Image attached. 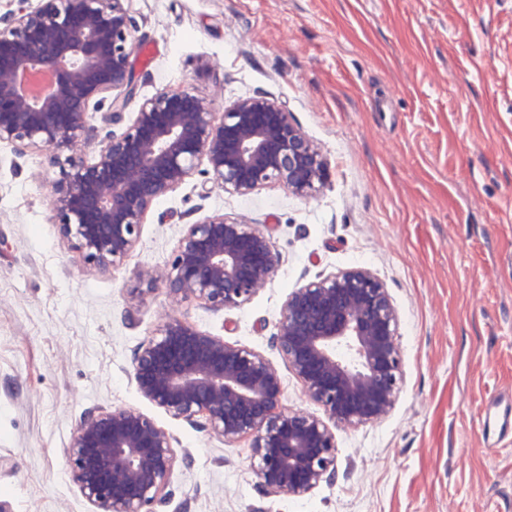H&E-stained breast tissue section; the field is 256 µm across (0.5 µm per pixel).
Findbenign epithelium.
<instances>
[{
  "label": "benign epithelium",
  "mask_w": 512,
  "mask_h": 512,
  "mask_svg": "<svg viewBox=\"0 0 512 512\" xmlns=\"http://www.w3.org/2000/svg\"><path fill=\"white\" fill-rule=\"evenodd\" d=\"M132 19L124 0H19L0 27V142L40 149L58 169L51 221L93 269L120 264L158 200L200 165L213 185L247 195L270 184L309 197L328 178L321 148L286 105L255 95L213 112L190 87L143 101L118 135L98 139L92 113L123 120L134 93ZM51 78L41 96L27 93ZM97 143L95 156L74 154ZM278 258L253 225L213 213L186 225L162 279L174 294L214 311L240 309L273 277ZM399 316L385 282L368 268L319 275L292 289L273 344L325 417L282 408L283 384L262 354L173 319L137 347L140 395L177 419L204 415L225 442L252 440L259 486L301 496L335 477L332 427L385 419L403 383ZM69 477L92 512H152L172 474V436L130 409L94 408L68 448Z\"/></svg>",
  "instance_id": "obj_1"
}]
</instances>
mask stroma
<instances>
[{"label": "stroma", "mask_w": 512, "mask_h": 512, "mask_svg": "<svg viewBox=\"0 0 512 512\" xmlns=\"http://www.w3.org/2000/svg\"><path fill=\"white\" fill-rule=\"evenodd\" d=\"M135 93L191 86L225 104L264 94L321 148L310 198L271 184L207 189L204 169L148 213L125 260L98 271L51 224L55 169L0 144V507L90 512L67 448L91 408L137 410L174 438L152 512H512V0H127ZM255 225L279 263L243 308L214 312L146 285L186 225ZM351 266L400 317L404 380L384 420L336 431L337 475L302 497L258 485L249 439L167 414L131 367L171 318L261 353L284 408L322 415L271 343L288 293Z\"/></svg>", "instance_id": "1"}]
</instances>
